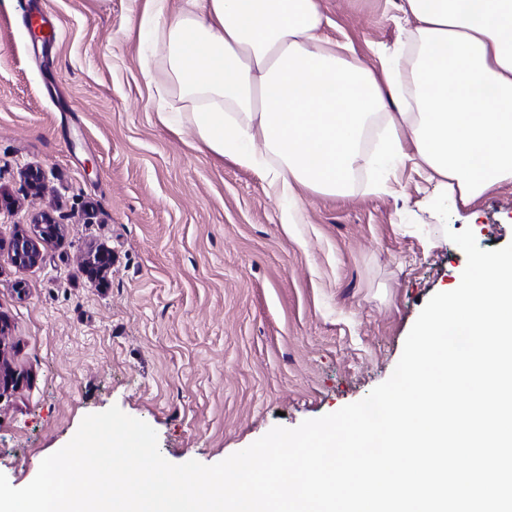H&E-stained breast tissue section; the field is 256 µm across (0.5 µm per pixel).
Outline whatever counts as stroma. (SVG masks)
<instances>
[{"instance_id":"obj_1","label":"stroma","mask_w":512,"mask_h":512,"mask_svg":"<svg viewBox=\"0 0 512 512\" xmlns=\"http://www.w3.org/2000/svg\"><path fill=\"white\" fill-rule=\"evenodd\" d=\"M369 66L397 59L392 0H323ZM59 37L32 51L20 0H0V333L20 377L0 393V473L16 488L110 407L148 423L173 464L218 463L274 426L338 411L386 381L419 313L458 287L464 252L512 243V186L441 220L405 162L367 163L347 195L300 190L281 221L264 173L192 147L157 117L129 0H47ZM40 166L32 195L22 172ZM49 213L61 239L17 266L11 246ZM112 266L88 272L89 252Z\"/></svg>"}]
</instances>
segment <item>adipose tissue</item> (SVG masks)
Instances as JSON below:
<instances>
[{"mask_svg": "<svg viewBox=\"0 0 512 512\" xmlns=\"http://www.w3.org/2000/svg\"><path fill=\"white\" fill-rule=\"evenodd\" d=\"M407 70L368 68L326 35L322 0H142L159 119L262 171L299 222L297 187L346 195L371 116L379 154L433 182L427 206L512 184V0H399Z\"/></svg>", "mask_w": 512, "mask_h": 512, "instance_id": "obj_1", "label": "adipose tissue"}]
</instances>
